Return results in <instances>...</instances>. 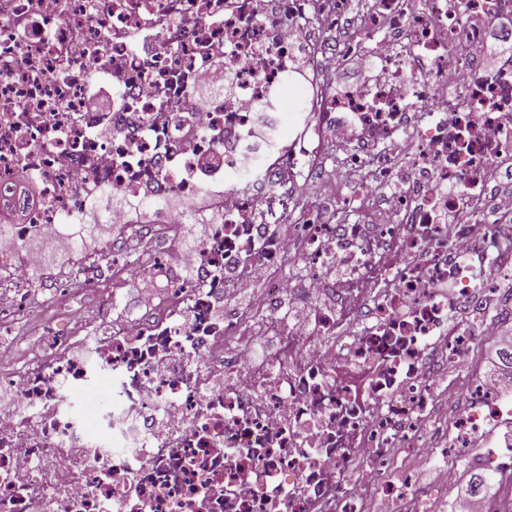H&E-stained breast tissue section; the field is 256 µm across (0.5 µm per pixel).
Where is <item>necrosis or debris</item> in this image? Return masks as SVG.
Masks as SVG:
<instances>
[{"instance_id": "obj_1", "label": "necrosis or debris", "mask_w": 512, "mask_h": 512, "mask_svg": "<svg viewBox=\"0 0 512 512\" xmlns=\"http://www.w3.org/2000/svg\"><path fill=\"white\" fill-rule=\"evenodd\" d=\"M463 2L374 0L347 59L378 77L341 89L305 33L349 0H0V213L19 216L18 250L0 251L14 281L0 294V512H446L463 470L512 479L494 439L512 389L449 381L499 338L512 292V258L470 248L512 242V206L497 205L512 55L483 58L512 43V0ZM215 57L235 85L202 107ZM100 82L106 112L90 100ZM336 134L353 146L346 170L368 172L359 196L389 205L369 224L307 217L285 240L280 176L301 177L317 136ZM215 183L220 217L177 252L183 211ZM117 198L181 209L141 227ZM101 211L107 232L161 245L98 277L157 271L167 302L90 329L65 311L28 355L5 325L39 244ZM284 263L302 287L273 276ZM238 288L250 303L225 311Z\"/></svg>"}]
</instances>
